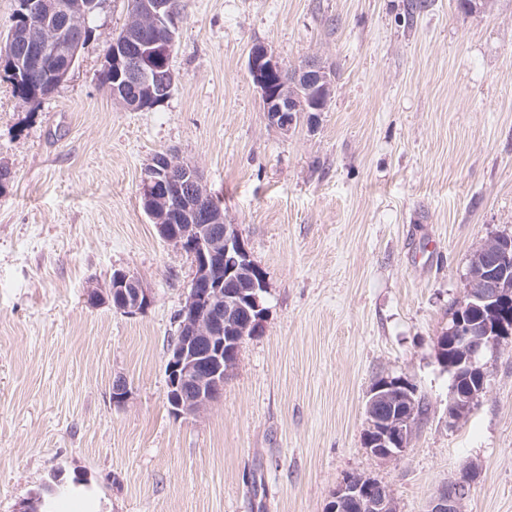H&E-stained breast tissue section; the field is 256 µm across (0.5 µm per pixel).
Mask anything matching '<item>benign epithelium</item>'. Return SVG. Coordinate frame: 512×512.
Returning <instances> with one entry per match:
<instances>
[{
    "mask_svg": "<svg viewBox=\"0 0 512 512\" xmlns=\"http://www.w3.org/2000/svg\"><path fill=\"white\" fill-rule=\"evenodd\" d=\"M100 0H21L13 19L8 45L24 44L18 59L10 60L11 72L29 78L36 66L40 80L58 86L77 61L90 34L89 18ZM177 17L168 0H137L121 39H113L103 65L112 69L120 84L112 86V98L142 110L153 108L170 95L174 75L169 65L175 43ZM248 69L260 94L269 124L287 131L300 112H322L334 90V75L321 61L309 56L283 77L279 59L262 44L251 47ZM304 88L308 96H299ZM141 195L144 211L162 239L186 253L193 275L178 311L177 343L168 351L167 392L171 413L194 416L216 402L224 390L230 360L237 358L242 341L260 332L265 317L263 295L266 280L256 281L255 261L240 226L224 217V209L208 192L199 168L170 154H157L145 167ZM494 266L512 270V241L502 242ZM91 305L107 304L136 315L152 298L138 278L125 270L112 273L108 286L87 289ZM483 303L505 321L494 329L479 331L466 321L463 311ZM512 289L502 277H484L478 292L458 306L448 330V344L455 361L451 374L448 426L459 423L458 406L473 403L487 389L486 379L476 384L465 380L482 372L484 358L498 348L506 321L512 319ZM412 389L405 380L385 379L368 393L365 448L382 460L398 459L410 441L412 414L405 405L381 410L392 394ZM471 490L470 476L463 474L440 487L430 501L429 512H457L459 501ZM389 487L376 480L347 475L330 495L329 512H393Z\"/></svg>",
    "mask_w": 512,
    "mask_h": 512,
    "instance_id": "obj_1",
    "label": "benign epithelium"
}]
</instances>
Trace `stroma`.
Listing matches in <instances>:
<instances>
[{
	"label": "stroma",
	"instance_id": "stroma-1",
	"mask_svg": "<svg viewBox=\"0 0 512 512\" xmlns=\"http://www.w3.org/2000/svg\"><path fill=\"white\" fill-rule=\"evenodd\" d=\"M180 0L174 85L132 111L98 81L129 0H102L75 67L26 100L0 70V512L55 478L58 512H326L349 474L428 512L471 471L460 512H512V343L448 425L439 336L474 252L512 234V0ZM336 74L325 112L268 124L254 44ZM199 167L267 282L221 398L173 416L165 365L191 259L139 195L154 155ZM153 297L90 305L114 271ZM428 405L403 458L363 446L382 377ZM129 396L112 403V385Z\"/></svg>",
	"mask_w": 512,
	"mask_h": 512
}]
</instances>
